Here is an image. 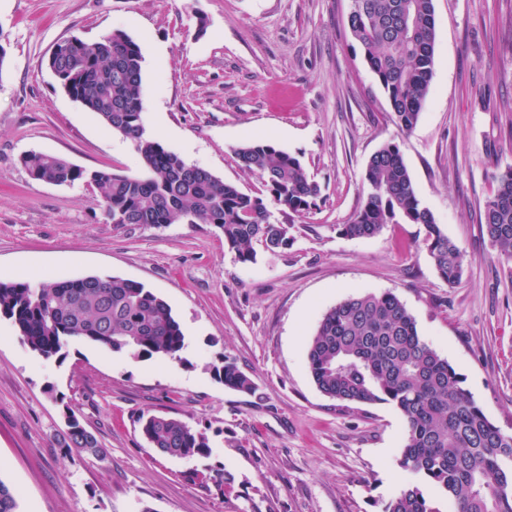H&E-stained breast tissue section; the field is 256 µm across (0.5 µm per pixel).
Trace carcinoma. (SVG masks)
Segmentation results:
<instances>
[{
	"instance_id": "cac0c4a2",
	"label": "carcinoma",
	"mask_w": 512,
	"mask_h": 512,
	"mask_svg": "<svg viewBox=\"0 0 512 512\" xmlns=\"http://www.w3.org/2000/svg\"><path fill=\"white\" fill-rule=\"evenodd\" d=\"M434 0H351L349 30L388 96L403 131L419 122L435 61ZM143 57L125 32L69 44L54 53L60 85L83 107L129 139L141 172L87 171L68 160L31 153V177L55 185L90 184L114 224H213L241 263L255 259L253 243L288 245L286 228L272 221L268 203L308 212L320 185L301 160L267 142L235 150L239 166L262 180L253 196L145 135L140 105ZM486 203L485 232L512 259V167L499 173ZM363 204L340 225L349 238L378 235L387 224H420L423 245L449 284L463 275L465 255L421 203L399 147L389 142L369 159ZM12 321L32 352L61 357L71 339L124 351L134 359H177L185 335L169 304L142 284L112 276L48 281L37 287L0 281V316ZM306 359L325 396L343 403L393 405L406 437L398 465L431 485L456 512H512V433L503 432L464 387L465 378L420 334L406 305L392 292L351 296L327 309L310 337ZM229 389L251 392V379L235 364L214 367ZM66 451L99 454L95 435L67 409ZM146 442L170 458L205 456L208 437L186 422L152 414L139 419ZM0 512H18L14 490L0 480ZM382 512H442L417 484L399 489Z\"/></svg>"
}]
</instances>
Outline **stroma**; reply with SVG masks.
<instances>
[{"mask_svg":"<svg viewBox=\"0 0 512 512\" xmlns=\"http://www.w3.org/2000/svg\"><path fill=\"white\" fill-rule=\"evenodd\" d=\"M351 0H0V276H120L172 308L186 336L178 361L134 359L82 340L39 357L0 316V480L18 512H382L415 478L398 465L405 428L389 404L323 395L307 340L324 312L368 293L396 294L424 339L460 372L485 414L512 432V261L483 228L495 175L512 166V0H434L427 103L401 130L352 38ZM120 30L143 54L147 135L250 195L264 187L234 151L264 141L298 156L322 189L288 231L242 264L212 224L107 222L94 188L31 178L30 153L87 170H141L131 141L70 98L53 47ZM398 144L422 204L465 254L461 280L439 277L417 224L350 239L362 175ZM253 381L224 387L214 365ZM74 410L102 455L64 452ZM182 419L205 457L150 448L143 414ZM229 481H222V474Z\"/></svg>","mask_w":512,"mask_h":512,"instance_id":"obj_1","label":"stroma"}]
</instances>
